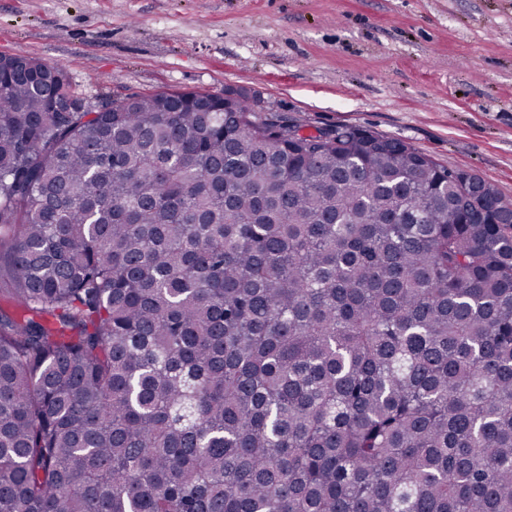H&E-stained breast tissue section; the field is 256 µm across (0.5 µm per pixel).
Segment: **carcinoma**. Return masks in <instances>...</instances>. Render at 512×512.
<instances>
[{
    "label": "carcinoma",
    "instance_id": "obj_1",
    "mask_svg": "<svg viewBox=\"0 0 512 512\" xmlns=\"http://www.w3.org/2000/svg\"><path fill=\"white\" fill-rule=\"evenodd\" d=\"M4 72L0 512H512L511 200L246 94Z\"/></svg>",
    "mask_w": 512,
    "mask_h": 512
}]
</instances>
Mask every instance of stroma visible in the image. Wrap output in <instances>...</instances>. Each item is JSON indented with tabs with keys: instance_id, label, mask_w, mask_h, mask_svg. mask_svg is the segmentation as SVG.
<instances>
[{
	"instance_id": "obj_1",
	"label": "stroma",
	"mask_w": 512,
	"mask_h": 512,
	"mask_svg": "<svg viewBox=\"0 0 512 512\" xmlns=\"http://www.w3.org/2000/svg\"><path fill=\"white\" fill-rule=\"evenodd\" d=\"M100 102L245 90L356 126L512 199V0H0V54Z\"/></svg>"
}]
</instances>
